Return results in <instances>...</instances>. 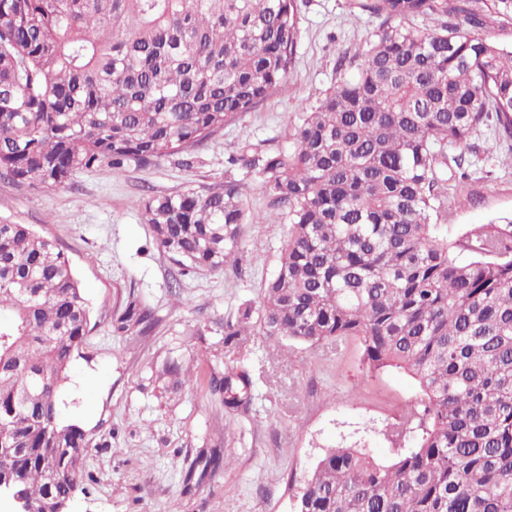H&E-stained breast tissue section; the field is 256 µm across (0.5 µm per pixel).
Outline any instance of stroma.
Wrapping results in <instances>:
<instances>
[{
  "instance_id": "obj_1",
  "label": "stroma",
  "mask_w": 512,
  "mask_h": 512,
  "mask_svg": "<svg viewBox=\"0 0 512 512\" xmlns=\"http://www.w3.org/2000/svg\"><path fill=\"white\" fill-rule=\"evenodd\" d=\"M300 35L287 88L243 113L189 160L166 157L75 172L46 192L0 179V224H24L70 259L91 310L71 367L64 416L90 441L74 512H294L295 496L332 445L394 455L385 431L416 395L407 374L366 372L358 340L308 348L253 331L228 343L224 325L259 305L285 227L256 179L244 191V256L221 273L182 271L154 243L140 206L148 194L224 180L250 144L276 151L306 107L336 82V61L372 40L380 20L356 0H299ZM464 184H449L440 223L449 241L512 216V135L484 125L466 148ZM149 308L151 332H115L129 298ZM191 370L177 385L167 361ZM244 366L247 407L228 411L211 380ZM231 459L213 469L212 455Z\"/></svg>"
}]
</instances>
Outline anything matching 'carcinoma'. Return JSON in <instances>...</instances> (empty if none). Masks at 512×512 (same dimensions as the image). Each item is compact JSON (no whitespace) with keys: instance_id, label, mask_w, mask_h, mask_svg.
I'll use <instances>...</instances> for the list:
<instances>
[{"instance_id":"obj_1","label":"carcinoma","mask_w":512,"mask_h":512,"mask_svg":"<svg viewBox=\"0 0 512 512\" xmlns=\"http://www.w3.org/2000/svg\"><path fill=\"white\" fill-rule=\"evenodd\" d=\"M383 18L336 86L301 113L292 146L249 145L224 184L141 201L157 250L189 271L242 261L245 180L288 225L263 300L224 325L292 343L355 338L370 373L417 383L387 463L329 448L295 512H512V219L450 255L438 223L467 141L512 130V45L480 34L512 0H359ZM422 18L424 27L406 26ZM297 0H0V179L45 191L103 164L188 154L286 86ZM354 72L346 73L347 67ZM460 150L448 154V147ZM90 306L55 243L0 224V477L34 512L72 508L89 440L64 419ZM150 329L136 300L117 332ZM234 409L243 366L212 379Z\"/></svg>"}]
</instances>
